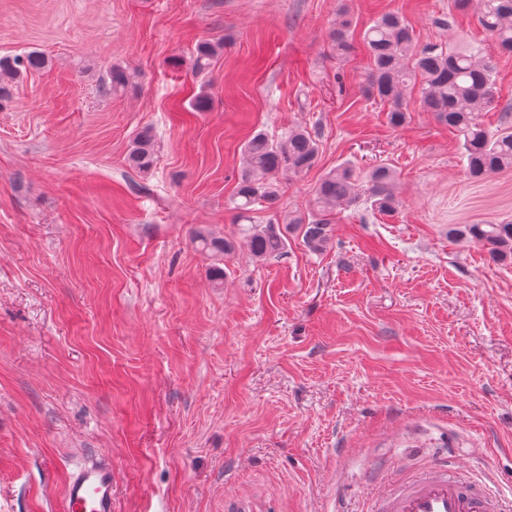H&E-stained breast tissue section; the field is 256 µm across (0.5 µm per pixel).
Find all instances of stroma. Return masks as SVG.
<instances>
[{
    "instance_id": "1",
    "label": "stroma",
    "mask_w": 512,
    "mask_h": 512,
    "mask_svg": "<svg viewBox=\"0 0 512 512\" xmlns=\"http://www.w3.org/2000/svg\"><path fill=\"white\" fill-rule=\"evenodd\" d=\"M360 34L406 17L419 42L478 44L498 68L491 127H512V56L452 0H348ZM339 0H0V57L38 50L0 109V512H62L79 460L112 463V512H363L376 467L443 446L512 496V263L448 240L512 222V168L475 181L430 113L400 128L367 101L368 60L338 55ZM220 51L198 75V44ZM182 65L174 69L171 58ZM124 93L104 91L112 66ZM207 92L209 111H193ZM155 134L147 172L126 156ZM316 133L282 179L306 211L328 170L397 173L393 216L338 212L332 245L224 260L240 146ZM223 268L217 282L215 268ZM194 241L197 247L202 251L211 253L213 255L230 254L236 247L237 242L228 238H215L212 237L206 230L200 229L195 232Z\"/></svg>"
}]
</instances>
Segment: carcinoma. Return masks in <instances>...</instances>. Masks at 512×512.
Returning a JSON list of instances; mask_svg holds the SVG:
<instances>
[{
	"mask_svg": "<svg viewBox=\"0 0 512 512\" xmlns=\"http://www.w3.org/2000/svg\"><path fill=\"white\" fill-rule=\"evenodd\" d=\"M453 9L472 11L476 23L486 31L502 53H512V0H452ZM347 12L330 33L336 53L351 52ZM362 44L369 57L363 95L385 107L389 125L406 124L411 101L405 90L419 86L418 107L431 113L436 121L456 132L459 149L466 159V171L476 179L512 168V129L487 128L479 113L495 103L497 64L479 46L457 49L438 43L421 45L407 20L398 13L386 12L373 18L362 32ZM217 55L215 46L202 43L196 49L193 69L204 73L211 69ZM44 54L32 51L14 58H0V107L8 97V85L22 74L45 68ZM128 75L120 66L112 67L103 81L106 91L126 89ZM319 155L317 136L302 127L272 139L264 132L249 137L241 149L242 165L232 200L237 220L246 223L243 239L252 256L266 261L282 256L288 237H297L308 250L321 252L332 244L336 210L358 204L373 213L390 216L401 207L395 192L396 173L386 165L373 167L360 186L353 168L340 165L328 171L314 189L309 209L278 219L282 176H297L314 166ZM130 167L142 172L155 164L154 134L143 127L135 136L127 154ZM269 212L263 224L251 223L257 209ZM448 238L481 245L493 259L512 262V224H450ZM194 241L201 250L226 256L236 241L215 238L206 230L195 232Z\"/></svg>",
	"mask_w": 512,
	"mask_h": 512,
	"instance_id": "cac0c4a2",
	"label": "carcinoma"
}]
</instances>
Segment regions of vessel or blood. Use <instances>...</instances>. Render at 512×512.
Here are the masks:
<instances>
[{
	"mask_svg": "<svg viewBox=\"0 0 512 512\" xmlns=\"http://www.w3.org/2000/svg\"><path fill=\"white\" fill-rule=\"evenodd\" d=\"M63 512H112V465L81 464L67 480ZM374 512H504L502 503L480 485L454 473L448 457L429 460L418 473L385 482Z\"/></svg>",
	"mask_w": 512,
	"mask_h": 512,
	"instance_id": "b4317fda",
	"label": "vessel or blood"
}]
</instances>
